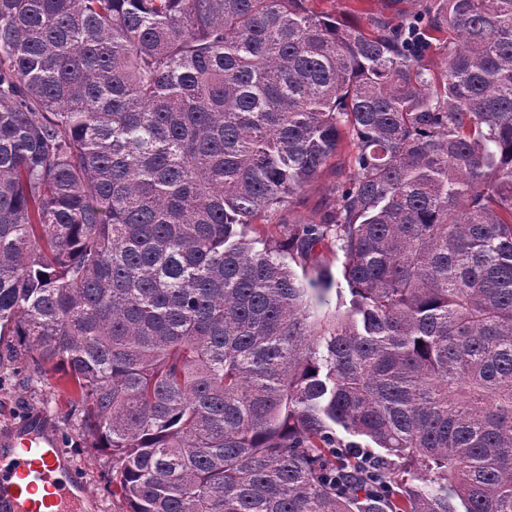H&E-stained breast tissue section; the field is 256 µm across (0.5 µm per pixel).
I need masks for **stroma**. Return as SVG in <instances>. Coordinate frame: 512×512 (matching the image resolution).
<instances>
[{
  "mask_svg": "<svg viewBox=\"0 0 512 512\" xmlns=\"http://www.w3.org/2000/svg\"><path fill=\"white\" fill-rule=\"evenodd\" d=\"M335 182V169L326 167L286 207L256 220L257 231L272 246H279L288 224L321 217ZM5 354L6 345L0 341V435L37 421L50 424L60 447L70 456L77 476L97 504V512H125L124 502L106 489L112 479L109 450L76 440L79 420L70 413L75 395L72 384L50 374L14 373Z\"/></svg>",
  "mask_w": 512,
  "mask_h": 512,
  "instance_id": "obj_1",
  "label": "stroma"
}]
</instances>
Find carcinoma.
<instances>
[{
    "instance_id": "cac0c4a2",
    "label": "carcinoma",
    "mask_w": 512,
    "mask_h": 512,
    "mask_svg": "<svg viewBox=\"0 0 512 512\" xmlns=\"http://www.w3.org/2000/svg\"><path fill=\"white\" fill-rule=\"evenodd\" d=\"M410 2L0 0V337L125 512H512V0ZM344 4L349 12V17L357 21H364L366 13L384 12L391 14L389 4L385 0H346ZM336 184V171L327 166L318 178L310 183L283 209L255 221V227L263 239L273 247H278L287 230L288 223L318 220L326 204L332 198L330 192ZM280 223H287L280 224Z\"/></svg>"
}]
</instances>
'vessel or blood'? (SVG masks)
Returning a JSON list of instances; mask_svg holds the SVG:
<instances>
[{
	"label": "vessel or blood",
	"mask_w": 512,
	"mask_h": 512,
	"mask_svg": "<svg viewBox=\"0 0 512 512\" xmlns=\"http://www.w3.org/2000/svg\"><path fill=\"white\" fill-rule=\"evenodd\" d=\"M52 430L36 425L0 441V512H92Z\"/></svg>",
	"instance_id": "obj_1"
}]
</instances>
